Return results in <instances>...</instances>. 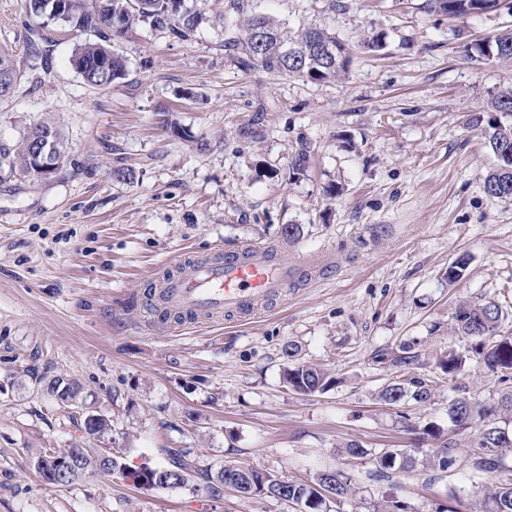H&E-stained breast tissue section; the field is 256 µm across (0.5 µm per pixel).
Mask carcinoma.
<instances>
[{
    "instance_id": "1",
    "label": "carcinoma",
    "mask_w": 512,
    "mask_h": 512,
    "mask_svg": "<svg viewBox=\"0 0 512 512\" xmlns=\"http://www.w3.org/2000/svg\"><path fill=\"white\" fill-rule=\"evenodd\" d=\"M503 0H427V9L434 14H450L457 19L497 10ZM26 10L43 15L45 26L60 24L73 30L90 32L97 37L95 42H85L77 47L72 57L83 81L98 89L107 90L106 77L98 70L99 61L109 62L112 80H120L126 74L125 59L111 51L110 42L115 37L125 35L139 23L154 29H167L180 38L188 37L197 28L202 16L184 8L183 0H66L65 16L52 12L49 0H25ZM263 26L268 34L266 41H255L254 30ZM338 43L336 36L327 29L309 25L296 35L289 34L280 22L265 15L251 14L241 24L235 36L224 40V46L240 49L239 63L248 69L262 68L266 71L286 75L308 77L313 80L337 78L347 71V62L332 60L322 52L324 42ZM467 54L474 52L484 57L512 58V33L506 31L487 46L476 44L466 48ZM474 126H483L487 144L496 158L495 166L486 174L483 184L485 192L492 198H512V124L506 125L494 116L485 118L476 115L469 118ZM52 143L57 161L65 158L66 147L59 130L50 124H40L30 130L20 145L11 153L3 154L10 169L32 176V151L43 140ZM504 318L495 302L474 306L461 303L455 311L454 331L475 340L473 347L476 363L488 372L499 376L504 382L512 378V337H498V330ZM463 357L453 350L439 359V368L448 376L455 375L462 366ZM283 382L293 391L311 395L323 391L330 379L319 368L310 364L294 363L283 372ZM46 393L66 408L82 392L81 384L74 378L64 380L58 375L45 374L40 377ZM411 390L405 383L395 381L380 392V398L388 404H396L410 396L419 403L431 399V389L421 381H414ZM452 422L462 429L477 428L469 450L471 478L491 477L501 471L503 451L512 448V433L497 425L495 416L498 410L493 407H479L466 398H458L449 407ZM84 431L88 437L99 440L112 431L110 421L100 414H89L84 421ZM161 454L167 457V465L153 466L145 463L140 467L137 480L149 487L154 482H166L167 488L183 487L191 480L196 467L186 455L174 448H162ZM76 456L80 470L94 476L100 474L105 463L119 470L124 464L120 448H44L38 454L35 470L52 459ZM109 461H104L103 457ZM379 469L377 476L390 485H398V477L414 468L418 459L399 448H385L377 456ZM456 462L455 448L443 441L423 462V467L432 472H444ZM206 488L218 495L226 487L257 497L286 496L298 505L299 512H327L328 500L321 490L330 488L334 499L341 500L351 493V480L334 470H326L309 483H295L281 476L251 467L244 474L226 475L218 470L205 474ZM489 499L491 512H512V478L499 481Z\"/></svg>"
}]
</instances>
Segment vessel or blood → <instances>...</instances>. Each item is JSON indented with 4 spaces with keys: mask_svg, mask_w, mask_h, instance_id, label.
I'll return each instance as SVG.
<instances>
[{
    "mask_svg": "<svg viewBox=\"0 0 512 512\" xmlns=\"http://www.w3.org/2000/svg\"><path fill=\"white\" fill-rule=\"evenodd\" d=\"M333 254L311 262L288 259L276 244L251 242L227 250L215 248L196 256L183 254L172 265L156 269L141 299L160 324L245 317L275 302L289 288L318 277H332Z\"/></svg>",
    "mask_w": 512,
    "mask_h": 512,
    "instance_id": "obj_1",
    "label": "vessel or blood"
}]
</instances>
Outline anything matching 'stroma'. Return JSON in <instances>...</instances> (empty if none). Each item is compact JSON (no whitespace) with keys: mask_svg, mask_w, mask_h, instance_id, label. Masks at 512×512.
<instances>
[{"mask_svg":"<svg viewBox=\"0 0 512 512\" xmlns=\"http://www.w3.org/2000/svg\"><path fill=\"white\" fill-rule=\"evenodd\" d=\"M184 2L204 16L190 36L141 24L114 39L127 74L101 90L70 63L87 34L56 27L49 55L32 58L26 38L42 17L0 0V46L19 73L0 99V147L16 149L38 123L57 126L67 147L47 179L0 166V512H298L231 488L211 496L201 473L226 464L297 482L340 471L354 488L331 512H375L391 494L410 512H480L492 481L470 479L475 432L458 430L448 407L462 396L498 406L512 381L472 360L451 378L437 361L471 346L452 329L461 302L498 303L512 336V198L485 193L496 159L467 123L512 89V59L465 54L512 28V14L451 19L425 12L426 0H243L244 12L293 31L314 23L346 46V76L317 81L242 70L224 26L244 12L232 0ZM302 147L309 164L296 175ZM288 224L300 229L289 243ZM244 241L286 244L294 258L336 253V273L243 320L153 327L139 297L155 269ZM460 257L465 275L448 282ZM289 345L332 377L326 391L283 385ZM405 346L415 361L395 364ZM35 371L75 378L79 401L60 408ZM410 378L431 385L430 402L380 399ZM90 413L110 419L102 445L125 448L129 468L181 448L197 475L174 490L118 474L46 484L36 454L92 447ZM438 439L456 456L441 478L418 468L393 489L372 479L375 452L422 458ZM353 441L368 455L345 454Z\"/></svg>","mask_w":512,"mask_h":512,"instance_id":"stroma-1","label":"stroma"}]
</instances>
